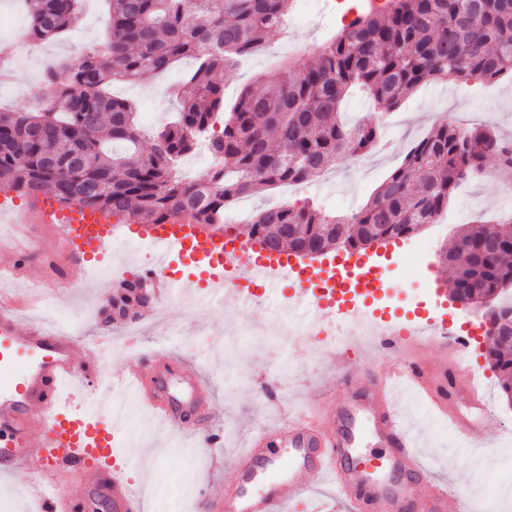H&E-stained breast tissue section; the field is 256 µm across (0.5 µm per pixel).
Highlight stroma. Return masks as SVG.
<instances>
[{
    "instance_id": "35a3bbf8",
    "label": "stroma",
    "mask_w": 512,
    "mask_h": 512,
    "mask_svg": "<svg viewBox=\"0 0 512 512\" xmlns=\"http://www.w3.org/2000/svg\"><path fill=\"white\" fill-rule=\"evenodd\" d=\"M342 14L343 7L337 0H316L309 19L288 32L272 33L265 46L243 66L224 73L226 102H233L244 85L276 82L283 63L309 58L316 46L342 29ZM105 24L101 0H87L76 35L45 41L36 56L24 59L23 76L0 84V105L31 109L44 105L53 94L42 77L46 63L77 55L85 47L101 43ZM193 66V61L185 60L162 80L116 83L113 93L133 101L139 114L154 112L171 116L178 102L166 88L180 84ZM494 87L495 94L488 96L484 84L474 80L429 83L414 90L390 113L377 108L363 94L350 96L344 105L345 122L361 120L379 125L384 139L391 141L392 150L386 155L377 152L341 160L335 172L306 184L303 201L333 215L352 214L368 202L407 148L437 125L439 117L448 114L458 124L476 126L488 122L496 127L499 135H512V80L501 79ZM497 170L496 161L488 160L485 173L470 178L465 190L456 193L450 203L453 218L447 228L430 225L417 236L369 248L373 263L384 269L378 282V295L391 303L393 311L400 314L415 310V284L402 278L396 270V261L403 253L427 241L431 242L434 253H441L462 228L479 217L502 212ZM440 272V281L431 282L424 298L426 310L434 317L447 316L455 326L468 325L470 312L448 304L449 266H441ZM51 281V314L89 317L86 335L77 339L76 355L83 365L96 366L98 359L93 354V345L101 325L96 312L100 302L117 288V281L92 280L83 265L70 266L64 276ZM280 301L281 294L274 289L250 306L227 293L214 305L201 307L184 293L179 299L167 302L165 312H158L154 307L143 311V335L132 350L113 359L110 376L120 375L133 363L150 369L171 357L193 364L207 379L204 394L210 406L204 422L216 424L223 436V459L216 462L210 456V448L204 447L201 440L185 435L172 437L159 428L145 426L141 421L143 410L130 391L115 392L101 419L116 430L113 447L137 452L135 458L123 460L122 465L132 483L150 487L151 493L144 500L146 512H186L184 476H191L200 501L204 500L209 485L232 481L234 450L244 443L255 421L278 415L282 404L300 406L324 389L332 390L334 401H341L342 373L361 375L394 364V357L361 338L337 345L336 353L342 357V365L315 358L309 348L294 346L291 337L280 330ZM483 349V339L476 338L468 354L473 373L485 380V393L495 410V417L487 426L486 466H467L458 452L464 441L462 430L449 428L426 406L404 412L419 446L432 451L429 464L470 498L473 512H486L481 491L512 478L497 456L506 437H512V406L505 403L499 376L490 369Z\"/></svg>"
}]
</instances>
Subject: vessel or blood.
Returning <instances> with one entry per match:
<instances>
[{
    "instance_id": "b4317fda",
    "label": "vessel or blood",
    "mask_w": 512,
    "mask_h": 512,
    "mask_svg": "<svg viewBox=\"0 0 512 512\" xmlns=\"http://www.w3.org/2000/svg\"><path fill=\"white\" fill-rule=\"evenodd\" d=\"M59 224L65 232L66 257L83 262L119 238L150 239L168 245L186 261L203 260L209 289L240 293L286 285L283 303L301 315L294 344L304 332L339 321L356 320L381 271L370 256L358 252L336 255L317 264L300 262L291 252H256L246 240H227L223 230L183 218L165 224H131L120 231L109 212L81 205L60 206L49 195L16 203L0 194V221ZM380 349L410 350L422 336H454L447 319L425 318L407 326L378 323ZM461 346H454L448 366L398 363L381 374L346 379V396L330 417L320 411L286 415L257 424L244 448L232 455L236 479L210 488L208 512H288L291 503L311 500L315 480L330 484L336 498L352 503L364 491L366 503L382 512H417L419 491L450 501L453 512H471L469 498L449 496L445 482L435 478L404 426L393 395L409 390L428 401L439 417L458 423L460 415L447 395L448 377L456 375L470 401L487 411L475 376L463 370ZM84 368L76 356V340L52 332L45 324L22 319L0 294V478L24 471L38 512H88L91 503L108 502L112 512H141L123 469L100 478L97 463L111 451V434L88 414L61 410L66 385L79 380ZM179 389L167 379L149 375L142 365L126 371L131 387L150 420L175 435L193 434L185 414L200 408L202 382L194 371L181 375ZM271 477L261 489L253 483L258 470Z\"/></svg>"
}]
</instances>
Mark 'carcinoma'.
<instances>
[{
    "label": "carcinoma",
    "instance_id": "1",
    "mask_svg": "<svg viewBox=\"0 0 512 512\" xmlns=\"http://www.w3.org/2000/svg\"><path fill=\"white\" fill-rule=\"evenodd\" d=\"M23 2L33 41L76 31L83 0ZM291 4L107 0L105 42L45 67L44 81L56 88L50 106L0 110V190L49 193L62 206L110 210L137 224L188 214L196 224L216 226L230 203L257 188L301 185L344 157L371 153L380 127L341 119L353 89L391 110L426 83H494L512 74V0H386L381 9L357 15L311 59L284 66L276 83L248 86L225 106L221 73L237 68L272 30L286 31ZM183 58L196 65L178 90L175 119L144 133L133 104L110 87L153 77ZM220 114L222 129L209 137L215 163L208 177L183 179L177 161L210 133ZM490 155L512 182V140L486 126L442 123L408 150L359 211L336 216L308 205L265 208L243 234L298 255L409 238L439 223L460 183L482 173ZM441 259L454 266L451 297L491 303L485 358L511 402L512 308L496 301L512 285V218L462 229ZM154 299L146 280L122 282L112 304L99 309L103 326L127 324Z\"/></svg>",
    "mask_w": 512,
    "mask_h": 512
}]
</instances>
